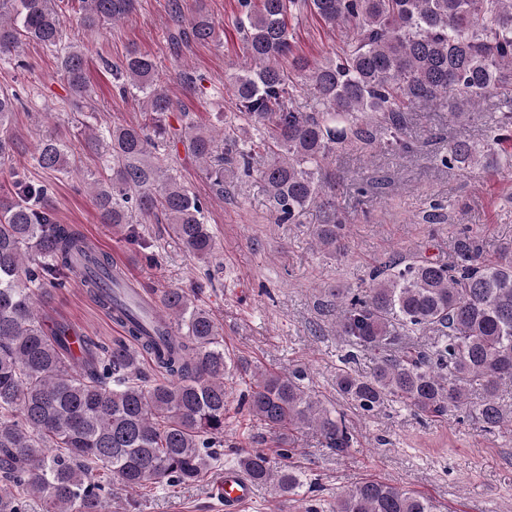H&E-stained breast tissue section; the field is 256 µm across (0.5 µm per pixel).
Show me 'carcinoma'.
Wrapping results in <instances>:
<instances>
[{
  "instance_id": "obj_1",
  "label": "carcinoma",
  "mask_w": 512,
  "mask_h": 512,
  "mask_svg": "<svg viewBox=\"0 0 512 512\" xmlns=\"http://www.w3.org/2000/svg\"><path fill=\"white\" fill-rule=\"evenodd\" d=\"M72 0H0V60L22 66L28 41L60 61L71 112L94 114L82 44L68 41L64 23ZM88 32L114 25L135 0H77ZM236 24L247 63L229 77L236 123L204 131L184 129L192 155L206 168L215 195L237 172L256 174L277 224H301L312 208L318 248L344 249L336 219V151L353 141L371 144L377 133L398 152H409L404 114L417 106L448 112L462 123L493 110L480 142L453 140L440 165L463 172L512 168V0H238ZM190 18H185V9ZM310 11L347 33L340 53L323 62L300 59L296 76L280 61L292 52L289 21ZM173 45L218 38V24L201 0L188 7L169 0ZM119 90L141 97L144 123H83L85 142L103 172L91 177L99 220L145 251L142 224H167L185 251L206 259L214 237L207 203L169 172L167 123L178 104L156 84L154 58L136 50L119 63L102 60ZM312 110L295 106V92ZM22 98L0 89V167L10 169L0 195V512H109L112 485L139 492L165 483H196L224 456V377L251 375L244 396L248 419L274 433L280 456L308 430L325 447L345 453L353 432L312 394L307 375L228 363L224 333L195 289L167 288L157 296L172 332L158 345L135 320L122 318L112 288L123 271L80 231L58 222L50 185L11 169L18 147L10 129ZM32 160L49 175L70 174L68 144L52 121ZM86 292L126 329L128 341L110 345L84 339L82 356L68 344L70 327L49 329L39 304L69 285L80 267ZM336 332L353 346L378 354L371 372L336 371V391L369 415L387 401L414 415L444 418L465 408L488 432L512 427L501 391L512 386V247L488 259L476 237L456 239L455 257L442 262L418 250L389 258L363 288L338 289ZM438 333L425 348L409 337ZM154 356L160 378L142 371ZM236 470L255 485L297 501L304 475L278 466L263 449L236 454ZM332 512H433L430 499L386 482L366 480L336 498Z\"/></svg>"
}]
</instances>
